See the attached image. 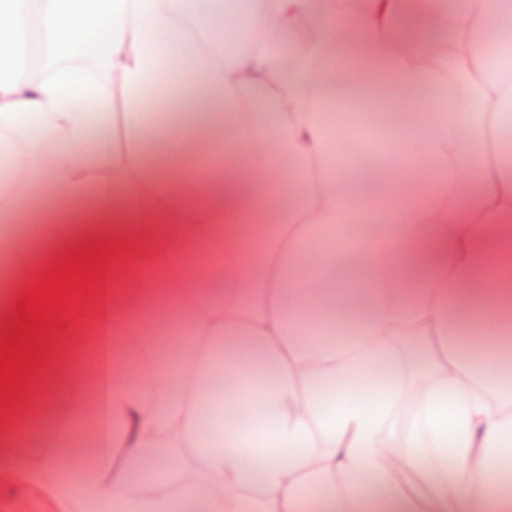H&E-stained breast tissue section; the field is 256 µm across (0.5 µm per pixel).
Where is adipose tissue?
Segmentation results:
<instances>
[{"label":"adipose tissue","instance_id":"adipose-tissue-1","mask_svg":"<svg viewBox=\"0 0 512 512\" xmlns=\"http://www.w3.org/2000/svg\"><path fill=\"white\" fill-rule=\"evenodd\" d=\"M506 14L0 0V219L41 193L0 256V329L58 258L116 248L32 416H0V467L58 512H305L308 483L329 512H512ZM447 26L468 59L419 66ZM175 306L183 343L159 347L142 330Z\"/></svg>","mask_w":512,"mask_h":512}]
</instances>
